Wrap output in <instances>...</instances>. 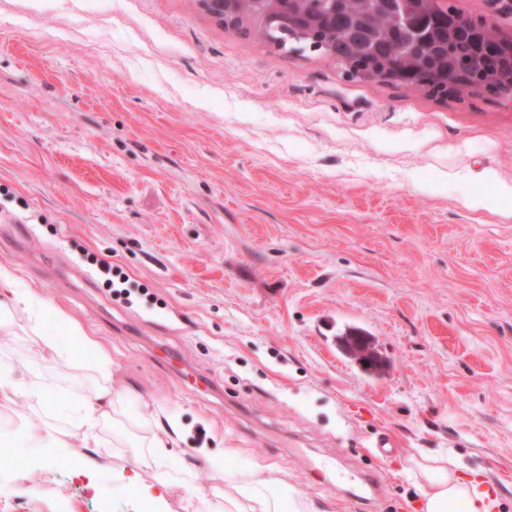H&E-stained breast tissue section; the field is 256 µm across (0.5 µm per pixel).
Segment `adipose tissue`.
Wrapping results in <instances>:
<instances>
[{
	"label": "adipose tissue",
	"mask_w": 512,
	"mask_h": 512,
	"mask_svg": "<svg viewBox=\"0 0 512 512\" xmlns=\"http://www.w3.org/2000/svg\"><path fill=\"white\" fill-rule=\"evenodd\" d=\"M25 312L30 331L39 345L52 357L75 358L77 352L94 349L97 343L81 324L66 316L53 302L17 287L16 277L0 268V332L9 331L15 323L16 312ZM53 314L65 323L74 347L61 348L43 330L46 314ZM100 383L93 394L79 403L66 406V415L82 431L83 445H98L99 426L109 416L125 413L126 399L113 392L112 359L100 352L91 366ZM212 486L209 493L187 488V512H283L291 506L292 512H301L298 492L288 482L268 477L257 481L240 479L228 470L221 459L211 462ZM420 497L417 512H495L498 500L493 496L483 469L465 464L447 448L412 459L408 469Z\"/></svg>",
	"instance_id": "adipose-tissue-1"
}]
</instances>
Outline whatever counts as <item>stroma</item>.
Wrapping results in <instances>:
<instances>
[{
    "mask_svg": "<svg viewBox=\"0 0 512 512\" xmlns=\"http://www.w3.org/2000/svg\"><path fill=\"white\" fill-rule=\"evenodd\" d=\"M512 31V0H451ZM512 95L440 98L353 81L325 56L220 27L197 0H0V265L112 357L128 413L155 412L167 465L129 421L86 448L57 414L89 370L43 357L25 315L0 338L12 405L81 460L34 456L0 512H130L137 469L212 483L276 473L303 512H415L408 459L483 468L512 512ZM118 267L113 298L87 257ZM371 336L362 370L337 344ZM175 420L178 431L165 432ZM398 443L379 456V434ZM381 492L350 505L347 474ZM47 388L38 372H34L29 381L19 382L12 377L9 367L0 362V409L20 399L42 398Z\"/></svg>",
    "mask_w": 512,
    "mask_h": 512,
    "instance_id": "35a3bbf8",
    "label": "stroma"
}]
</instances>
